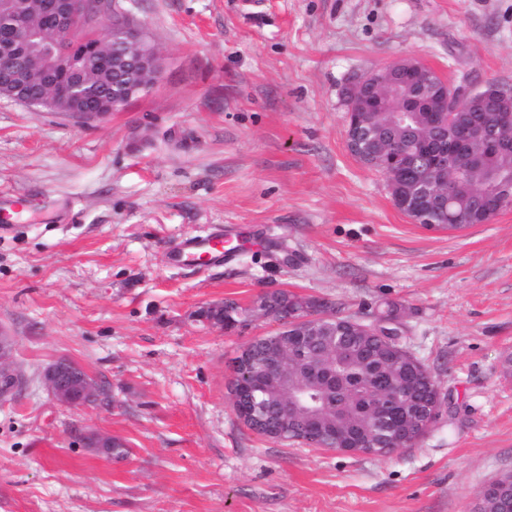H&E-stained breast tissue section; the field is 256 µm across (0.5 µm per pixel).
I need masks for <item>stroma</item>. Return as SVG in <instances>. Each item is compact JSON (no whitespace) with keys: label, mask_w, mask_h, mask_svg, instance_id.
<instances>
[{"label":"stroma","mask_w":512,"mask_h":512,"mask_svg":"<svg viewBox=\"0 0 512 512\" xmlns=\"http://www.w3.org/2000/svg\"><path fill=\"white\" fill-rule=\"evenodd\" d=\"M161 75L95 120L0 97V330L24 382L0 400V512H473L512 471V209L432 231L346 144L344 85L413 58L452 85L512 89V0H113ZM250 226L205 269L186 235ZM287 290L342 316L406 309L404 343L439 416L386 456L261 437L232 361L279 328L196 320ZM67 359L105 389L70 407L42 372ZM96 432L124 455L87 448Z\"/></svg>","instance_id":"stroma-1"}]
</instances>
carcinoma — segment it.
<instances>
[{"label": "carcinoma", "mask_w": 512, "mask_h": 512, "mask_svg": "<svg viewBox=\"0 0 512 512\" xmlns=\"http://www.w3.org/2000/svg\"><path fill=\"white\" fill-rule=\"evenodd\" d=\"M119 14L112 16V24L104 36L93 35L82 40L64 41L48 35L37 34L31 40V55L40 58L48 55L65 57L75 66L93 69L100 60L97 44L111 45L120 32ZM87 90L101 95L119 105L126 102L129 89L125 81L91 84ZM471 110L449 113L448 123L441 127V134L448 141L457 139L459 132L471 121ZM392 113L376 112L366 118L371 137L388 141V151L375 168L382 173L395 171L403 179L425 177L436 183L439 176L429 169L426 158L419 149L425 132L424 122L416 112L407 119V127L391 125ZM483 124L500 136L512 139V125L502 124V113L485 112ZM506 173L512 177V152L491 154L478 143L457 157L456 166L448 171V179L456 178V208L461 214V228L485 224L492 215L475 206L474 193L486 191L491 186L490 177ZM257 310L267 311L278 319L283 311L300 310L309 317L325 339L314 343L315 361L330 374L325 386L313 390L319 401L331 400L341 406L323 409V426L308 445L336 449L353 454L368 438L380 444V455H388L402 447L399 433L410 429V408L415 402L435 404L440 396L436 380L420 361L414 362L403 352L399 342L403 333L405 308L388 302L375 318L381 330L388 331L387 338L367 335L359 331L352 318L327 313V304L321 300L303 298L285 290L269 291L257 301ZM248 310L233 300L224 302V326L233 329L245 322ZM272 337L262 336L251 342L245 351L247 362L261 361L271 349ZM481 512H512V499L481 493Z\"/></svg>", "instance_id": "1"}]
</instances>
